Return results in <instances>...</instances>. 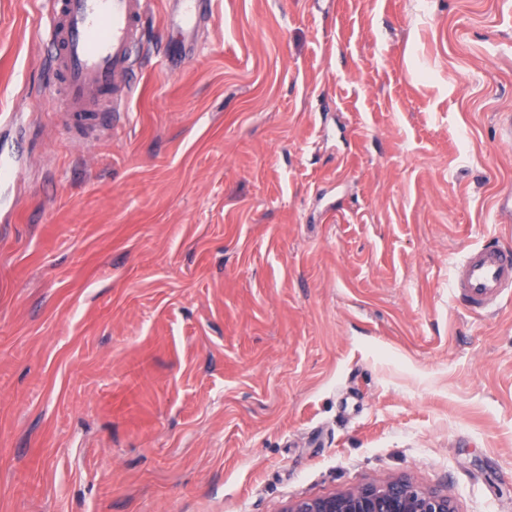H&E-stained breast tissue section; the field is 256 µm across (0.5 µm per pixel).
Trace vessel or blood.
<instances>
[{"label":"vessel or blood","instance_id":"1","mask_svg":"<svg viewBox=\"0 0 512 512\" xmlns=\"http://www.w3.org/2000/svg\"><path fill=\"white\" fill-rule=\"evenodd\" d=\"M203 0H177L166 20L181 36L175 54L193 41ZM48 65L60 86L61 109L80 136L111 131L122 115L116 101L137 90L134 45L143 39L142 0H51ZM451 288L463 304L485 312L512 291V247L477 245L453 266Z\"/></svg>","mask_w":512,"mask_h":512}]
</instances>
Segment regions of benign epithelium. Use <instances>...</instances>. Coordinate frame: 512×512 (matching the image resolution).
Returning a JSON list of instances; mask_svg holds the SVG:
<instances>
[{"label": "benign epithelium", "instance_id": "obj_1", "mask_svg": "<svg viewBox=\"0 0 512 512\" xmlns=\"http://www.w3.org/2000/svg\"><path fill=\"white\" fill-rule=\"evenodd\" d=\"M283 512H455V509L448 496L423 491L406 477H394L324 497L297 500Z\"/></svg>", "mask_w": 512, "mask_h": 512}]
</instances>
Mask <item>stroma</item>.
<instances>
[{"instance_id": "35a3bbf8", "label": "stroma", "mask_w": 512, "mask_h": 512, "mask_svg": "<svg viewBox=\"0 0 512 512\" xmlns=\"http://www.w3.org/2000/svg\"><path fill=\"white\" fill-rule=\"evenodd\" d=\"M73 139L0 0V512H283L406 476L512 512V0H206ZM451 288L474 311H489L512 290V247L477 245L453 266Z\"/></svg>"}]
</instances>
